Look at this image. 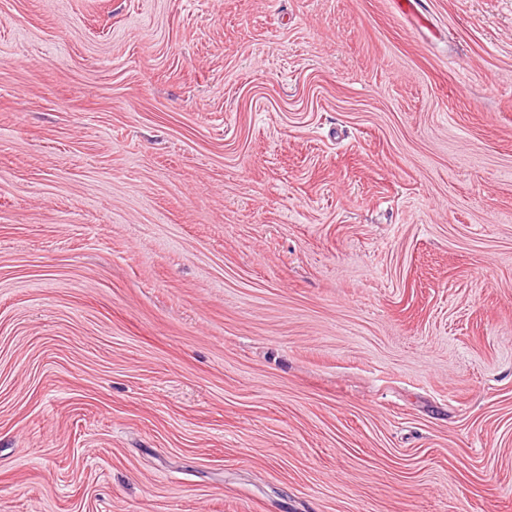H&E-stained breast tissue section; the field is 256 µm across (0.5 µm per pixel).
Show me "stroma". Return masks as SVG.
Here are the masks:
<instances>
[{
	"label": "stroma",
	"instance_id": "stroma-1",
	"mask_svg": "<svg viewBox=\"0 0 512 512\" xmlns=\"http://www.w3.org/2000/svg\"><path fill=\"white\" fill-rule=\"evenodd\" d=\"M0 512H512V0H0Z\"/></svg>",
	"mask_w": 512,
	"mask_h": 512
}]
</instances>
